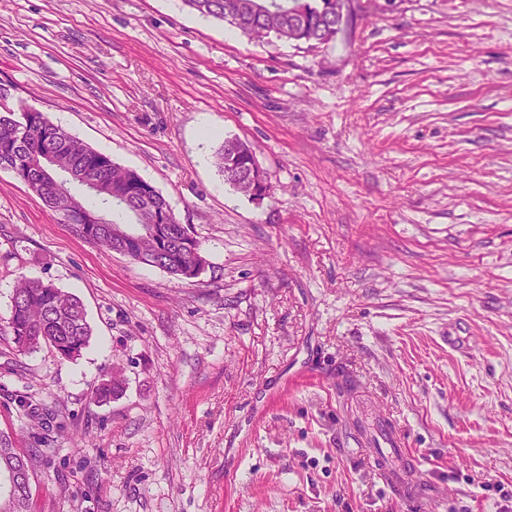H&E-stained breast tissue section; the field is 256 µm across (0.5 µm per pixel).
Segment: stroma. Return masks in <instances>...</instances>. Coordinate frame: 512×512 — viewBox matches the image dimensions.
Wrapping results in <instances>:
<instances>
[{
	"label": "stroma",
	"mask_w": 512,
	"mask_h": 512,
	"mask_svg": "<svg viewBox=\"0 0 512 512\" xmlns=\"http://www.w3.org/2000/svg\"><path fill=\"white\" fill-rule=\"evenodd\" d=\"M352 7L311 48L181 0H0V107L135 170L210 262L178 280L100 248L0 169V324L26 277L93 328L74 361L0 336V432L42 451L31 512H407L366 453L390 433L425 512H500L512 0ZM228 137L267 171L262 202L217 167ZM116 366L123 392L94 401Z\"/></svg>",
	"instance_id": "1"
}]
</instances>
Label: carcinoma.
Instances as JSON below:
<instances>
[{
    "instance_id": "carcinoma-1",
    "label": "carcinoma",
    "mask_w": 512,
    "mask_h": 512,
    "mask_svg": "<svg viewBox=\"0 0 512 512\" xmlns=\"http://www.w3.org/2000/svg\"><path fill=\"white\" fill-rule=\"evenodd\" d=\"M190 12L227 22L249 34H275L278 38L328 43L336 38L327 0H182ZM52 156L54 166L43 158ZM71 171L91 182L93 203L72 195L70 183L55 169ZM0 169L11 171L52 211L72 222L84 240L127 255L132 260L158 267L181 280L199 277L208 267L202 242L179 223L165 197L136 171L122 168L112 158L71 135L45 114L29 110L0 112ZM118 212L134 224H153L155 238H117L112 226ZM0 335L10 338L17 352L26 354L42 346L67 360L79 357L88 346L92 329L82 300L50 282L25 279L12 297L10 317ZM122 370L113 368L94 392L97 402L122 391ZM26 454L13 442H0V469ZM31 492L9 502L0 499V512H30Z\"/></svg>"
}]
</instances>
